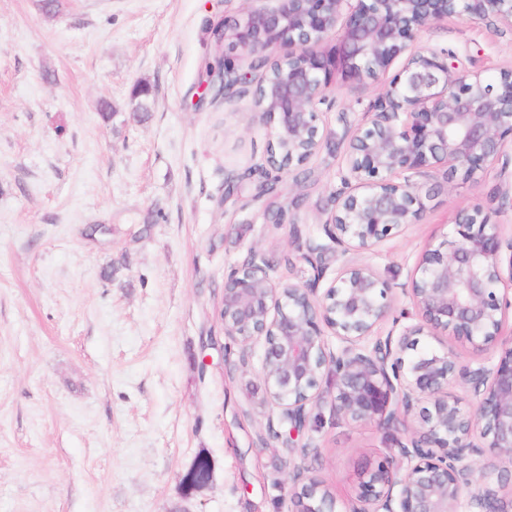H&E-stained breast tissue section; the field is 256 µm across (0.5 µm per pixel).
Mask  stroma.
<instances>
[{"mask_svg":"<svg viewBox=\"0 0 512 512\" xmlns=\"http://www.w3.org/2000/svg\"><path fill=\"white\" fill-rule=\"evenodd\" d=\"M280 6L61 0L48 16L40 0H0V512H292L288 451L266 430L265 349L225 336L222 287L255 247L274 284L312 279L291 231L325 242L343 131L366 121L381 85L334 75L320 107L332 142L260 194L270 125L254 87L215 101L202 82L214 27ZM413 47L447 50L462 74L512 66V30L491 17L437 20ZM421 183V221L347 258L389 284L398 312L457 210L512 228V165ZM280 206L283 226L267 217ZM93 224L111 236L86 237ZM347 259L326 254L322 285ZM305 437L312 474L344 502L394 444L325 405ZM201 453L213 480L188 499L181 477Z\"/></svg>","mask_w":512,"mask_h":512,"instance_id":"1","label":"stroma"}]
</instances>
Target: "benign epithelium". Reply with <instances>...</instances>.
<instances>
[{
    "label": "benign epithelium",
    "instance_id": "7a95c632",
    "mask_svg": "<svg viewBox=\"0 0 512 512\" xmlns=\"http://www.w3.org/2000/svg\"><path fill=\"white\" fill-rule=\"evenodd\" d=\"M498 18L512 28V0H282L234 26L229 47L274 67L257 86L256 105L272 122L266 165L289 172L331 140L319 124L329 77L379 80L431 22L442 18ZM341 27L325 53L309 45ZM292 48L276 55L278 46ZM250 82L227 67L218 93H242ZM366 125L347 129L334 212L323 225L329 243L307 241L302 258L317 272L305 284L275 286L265 255H249L224 278V335L241 349L266 347L262 380L277 408L275 428L301 433L314 408L328 404L336 418L392 431L408 428L416 405L420 425L389 453L360 472L354 501L339 508L335 495L308 475L311 445L293 463L290 495L296 512H512V235L480 209H462L446 238L419 261L409 296L414 313L391 317L386 288L367 264L348 261L318 293L329 251H366L405 232L426 210L416 178L439 168L468 176L506 156L512 142V68L488 81L452 70L445 51L408 55L379 94ZM417 315L418 322L401 320ZM393 326L366 340L388 318ZM339 342L331 350L324 329ZM454 336L476 352L462 363L450 350L420 349V336ZM459 385L468 401L452 393Z\"/></svg>",
    "mask_w": 512,
    "mask_h": 512
}]
</instances>
